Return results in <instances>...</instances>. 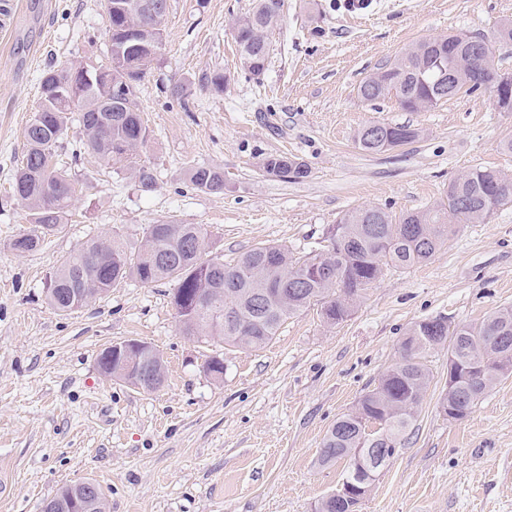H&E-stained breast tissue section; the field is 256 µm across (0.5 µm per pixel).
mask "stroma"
I'll return each instance as SVG.
<instances>
[{
	"label": "stroma",
	"instance_id": "obj_1",
	"mask_svg": "<svg viewBox=\"0 0 512 512\" xmlns=\"http://www.w3.org/2000/svg\"><path fill=\"white\" fill-rule=\"evenodd\" d=\"M15 2L16 22L0 28V470L13 478L0 512H40L85 481L100 486L110 512H314L347 466L318 465L324 435L398 360L407 329L512 306V205L463 225L429 262L388 270L343 323L325 324L312 306L260 350L182 335L168 279L120 284L67 314L48 304L47 283L62 258L115 228L132 244L152 224H201L228 260L262 243L300 252L348 210L399 216L429 206L470 165L512 174V152L499 148L512 138V112L488 96L407 112L396 99L371 104L357 93L412 43L492 37L512 21V0H368L357 22L346 0H283L258 77L240 70L231 31L252 0H170L167 34L137 93L153 190L126 167L74 156L83 131L69 122L60 153L80 184L72 215L24 254L10 244L33 226L10 186L40 77L65 62L106 63L109 41L99 0ZM216 71L229 79L221 93L203 83ZM179 79L192 84L182 104L167 93ZM373 121L421 135L368 153L355 137ZM271 153L299 157L309 177L262 173ZM195 164L223 171V192L193 189ZM127 339L161 354L159 390L100 372L101 351ZM212 356L223 358L222 376L206 371ZM427 364L433 380L408 439L357 512H512V374L451 420L439 408L447 350Z\"/></svg>",
	"mask_w": 512,
	"mask_h": 512
}]
</instances>
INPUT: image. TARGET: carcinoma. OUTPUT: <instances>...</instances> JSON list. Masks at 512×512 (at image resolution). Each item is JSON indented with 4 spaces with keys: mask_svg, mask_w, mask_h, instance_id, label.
I'll list each match as a JSON object with an SVG mask.
<instances>
[{
    "mask_svg": "<svg viewBox=\"0 0 512 512\" xmlns=\"http://www.w3.org/2000/svg\"><path fill=\"white\" fill-rule=\"evenodd\" d=\"M100 0L108 24V62L65 63L45 70L39 103L24 129L26 151L13 177V190L28 210L30 223L43 235L60 233L71 215L76 188L56 161L60 140L70 119L83 128V148L103 166L122 163L138 178L140 187H154L151 169L138 162L147 141L136 92L156 54L151 52L166 33L169 0H152L158 12L128 17L118 4ZM282 0H253L252 9L235 19L231 28L241 69L261 75L270 54L269 36L281 22ZM512 41V22L501 24L490 39L474 49L455 34L436 42L421 41L391 64L368 75L358 87L366 102L394 97L407 112H422L459 94H487L512 103V85L498 86L502 73L495 65L494 44ZM456 76L453 90L442 95L436 82L441 70ZM121 105L122 121L105 128L103 119L114 104ZM383 138L362 127L355 142L359 149L378 153L404 146L419 137L405 124H383ZM267 175L299 181L309 176L298 157L270 154L262 158ZM190 185L200 191H224V173L208 165L189 169ZM512 204V178L484 165L470 166L448 184L441 201L407 212L397 221L381 207L347 211L329 229L324 245L297 257L280 245H258L222 261L219 275L204 274L212 257L207 230L200 224L168 225L163 233L147 229L138 246L130 248L118 230L109 245L93 236L63 258L55 273L58 288L47 293L50 305L69 313L86 305L71 289L81 287L77 272L110 288L124 280L149 284L176 281L173 305L184 335L219 337L228 346L262 349L281 326L311 305L320 306L329 326L349 318L384 268L407 269L430 260L462 224H483L500 208ZM448 348V363L459 371L448 381L441 411L457 420L467 416L504 376L512 373V307H503L483 320L452 325L443 317L415 322L400 343L402 359L365 392L354 408L328 429L317 462L321 466L347 460L343 481L369 482L387 463L381 457L404 445L405 434L429 387L433 374L427 356Z\"/></svg>",
    "mask_w": 512,
    "mask_h": 512,
    "instance_id": "cac0c4a2",
    "label": "carcinoma"
}]
</instances>
